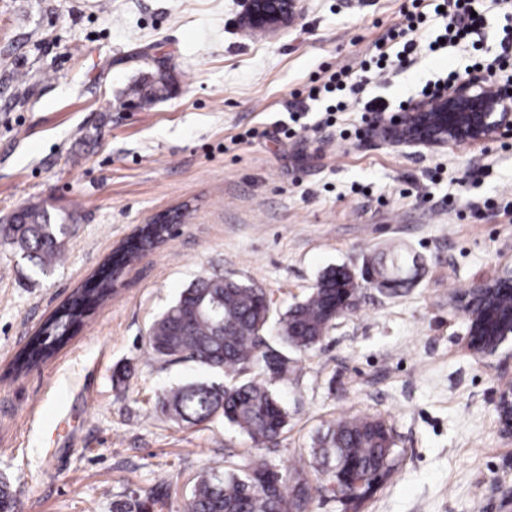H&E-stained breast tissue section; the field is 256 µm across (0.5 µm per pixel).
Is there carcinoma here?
Wrapping results in <instances>:
<instances>
[{
	"mask_svg": "<svg viewBox=\"0 0 512 512\" xmlns=\"http://www.w3.org/2000/svg\"><path fill=\"white\" fill-rule=\"evenodd\" d=\"M169 92L165 76L134 88L145 100ZM166 227L147 224L141 235L118 250L114 264H132L164 240ZM67 227L40 204H31L0 217V242L18 249L36 266L54 265L63 252ZM419 268L418 257L396 248L378 263H366L365 273L378 287L410 286ZM111 273L103 269L96 287L81 289L42 329L44 338L18 355L15 368L27 370L53 356L70 340L68 330L82 322L87 310L100 306L112 293ZM355 275L344 267L327 271L310 295L279 318L282 348L268 342L270 301L262 288L234 279L205 276L186 288L178 300L150 326L151 353L165 361H188L208 369L215 379L193 381L165 392L158 401L163 414L177 423L198 425L221 417L238 427L252 442L280 440L288 411L263 380L252 371L282 378L295 370L288 349L303 354L319 344L336 313H345L344 299L357 288ZM392 428L372 415H354L327 428L313 449L311 481L301 469L286 477L265 459L222 471L202 470L194 479L184 512H311L324 498L325 481L340 487L355 478L390 477L397 467Z\"/></svg>",
	"mask_w": 512,
	"mask_h": 512,
	"instance_id": "cac0c4a2",
	"label": "carcinoma"
}]
</instances>
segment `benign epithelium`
I'll return each mask as SVG.
<instances>
[{
	"mask_svg": "<svg viewBox=\"0 0 512 512\" xmlns=\"http://www.w3.org/2000/svg\"><path fill=\"white\" fill-rule=\"evenodd\" d=\"M273 11H258L248 0L252 21H280L292 15L296 0L279 9V0H269ZM495 85L497 95L490 97L481 88ZM373 124L382 128L386 139L407 145L440 143H483L512 135V77L500 78L489 71L482 76H467L448 88L441 96L417 102L408 112L390 117L374 116ZM512 294V269L476 283L456 304L469 316L468 346L485 357L498 355L512 340V310L498 309L496 298ZM497 409L504 432L512 433V387L498 395Z\"/></svg>",
	"mask_w": 512,
	"mask_h": 512,
	"instance_id": "1",
	"label": "benign epithelium"
}]
</instances>
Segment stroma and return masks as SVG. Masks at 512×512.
Returning a JSON list of instances; mask_svg holds the SVG:
<instances>
[{"instance_id": "1", "label": "stroma", "mask_w": 512, "mask_h": 512, "mask_svg": "<svg viewBox=\"0 0 512 512\" xmlns=\"http://www.w3.org/2000/svg\"><path fill=\"white\" fill-rule=\"evenodd\" d=\"M411 0H298L270 35L250 28L244 0H0V216L44 202L70 214L64 260L40 269L0 246V479L13 512H116L145 502L183 512L203 468L260 454L283 473L308 466L319 431L364 413L393 428L398 471L366 501L314 512H512V438L495 404L512 359L467 350L454 306L478 281L512 267V147H409L361 112L326 117L306 101L304 130L270 136L311 76L360 71ZM412 62L365 74L359 96L396 109L429 81L472 73L501 51L502 9L474 46L440 42V0ZM166 64L170 95L139 101L135 85ZM243 143H236L239 134ZM192 212L119 275V286L38 369L18 352L138 225ZM415 254V282L362 283L354 309L299 356L275 389L289 412L272 447L235 426L160 414L191 362L150 353L152 322L201 276L264 288L273 309L303 300L325 270L360 272L391 245Z\"/></svg>"}]
</instances>
